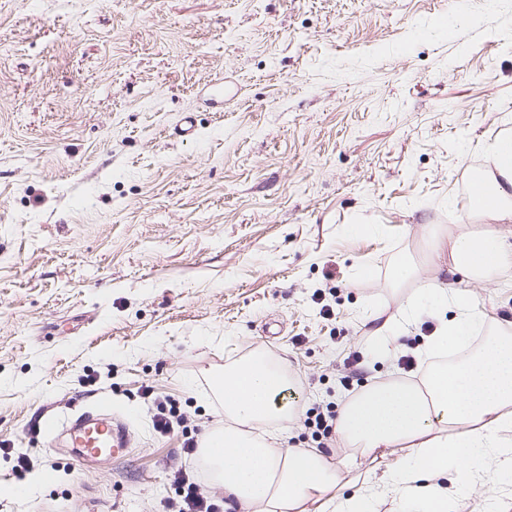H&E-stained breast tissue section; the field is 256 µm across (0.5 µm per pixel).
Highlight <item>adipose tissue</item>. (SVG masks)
<instances>
[{"mask_svg":"<svg viewBox=\"0 0 512 512\" xmlns=\"http://www.w3.org/2000/svg\"><path fill=\"white\" fill-rule=\"evenodd\" d=\"M481 181L489 189L476 210L488 218L481 233L430 237L425 247L450 255L454 269L472 279L496 273L512 281V245L496 228L512 221V133L502 132L487 149ZM428 300L452 306L456 314L441 320L423 351H461L451 364L427 368L421 382L385 380L347 402L336 432L354 453L400 455L389 478L400 499L410 500L417 481L432 485L422 512H464L465 495L488 467L512 468V322L500 323L479 344L471 338L484 316L473 312L469 296L435 284ZM288 385L284 365L260 353L225 366L213 376V390L224 407L225 424L203 438L200 453L211 469V483L235 500L242 512H377V495L366 490L350 497L337 488L341 471L314 449L281 448L278 431L256 432L258 424L290 421L283 401ZM453 474L455 492L439 484Z\"/></svg>","mask_w":512,"mask_h":512,"instance_id":"adipose-tissue-1","label":"adipose tissue"}]
</instances>
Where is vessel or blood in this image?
Returning <instances> with one entry per match:
<instances>
[{"instance_id":"1","label":"vessel or blood","mask_w":512,"mask_h":512,"mask_svg":"<svg viewBox=\"0 0 512 512\" xmlns=\"http://www.w3.org/2000/svg\"><path fill=\"white\" fill-rule=\"evenodd\" d=\"M65 434L68 454L87 465L121 457L129 445L127 424L113 415L107 400L69 421Z\"/></svg>"}]
</instances>
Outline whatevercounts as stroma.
<instances>
[{"label":"stroma","instance_id":"35a3bbf8","mask_svg":"<svg viewBox=\"0 0 512 512\" xmlns=\"http://www.w3.org/2000/svg\"><path fill=\"white\" fill-rule=\"evenodd\" d=\"M508 130L512 0H0V512H162L185 436L147 386L199 441L224 420L212 374L264 353L293 383L283 441L311 448L308 409L405 379L438 313L383 360L369 316L430 287L432 232L479 231L470 183ZM448 285L512 320L511 287ZM100 396L126 455L52 450L45 423ZM466 512H512V473ZM189 419L186 414L180 411L177 403L167 400L166 403L158 405V413L155 415L154 425L155 428L161 433H168L174 430V425L178 427L187 428L185 424Z\"/></svg>","mask_w":512,"mask_h":512}]
</instances>
